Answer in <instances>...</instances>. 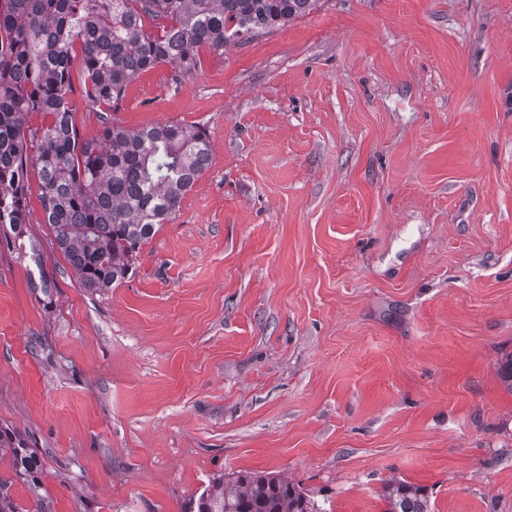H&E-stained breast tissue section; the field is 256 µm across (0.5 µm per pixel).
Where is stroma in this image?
<instances>
[{"label":"stroma","instance_id":"35a3bbf8","mask_svg":"<svg viewBox=\"0 0 512 512\" xmlns=\"http://www.w3.org/2000/svg\"><path fill=\"white\" fill-rule=\"evenodd\" d=\"M210 161L129 279L0 242V428L53 512H185L238 472L325 512H512V0H319L132 80ZM47 277L51 288L37 287ZM386 488L389 508L385 512H428L424 491L405 481H390Z\"/></svg>","mask_w":512,"mask_h":512}]
</instances>
